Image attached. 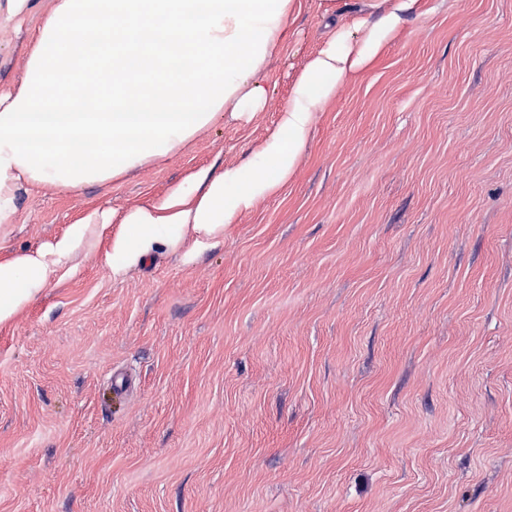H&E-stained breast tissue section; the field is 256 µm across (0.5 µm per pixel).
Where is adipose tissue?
Listing matches in <instances>:
<instances>
[{"mask_svg":"<svg viewBox=\"0 0 512 512\" xmlns=\"http://www.w3.org/2000/svg\"><path fill=\"white\" fill-rule=\"evenodd\" d=\"M292 0H55L19 88L0 97V225L15 220L22 182L76 191L177 152L228 103L263 100L261 68L284 42ZM397 24L360 47L328 49L292 89L276 130L244 163L201 169L151 204L105 209L73 224L47 252L0 262V324L46 284L92 227L119 222L113 275L185 231L211 244L224 227L278 192L305 151L317 112Z\"/></svg>","mask_w":512,"mask_h":512,"instance_id":"adipose-tissue-1","label":"adipose tissue"}]
</instances>
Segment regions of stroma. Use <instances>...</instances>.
<instances>
[{
	"mask_svg": "<svg viewBox=\"0 0 512 512\" xmlns=\"http://www.w3.org/2000/svg\"><path fill=\"white\" fill-rule=\"evenodd\" d=\"M52 5L0 27V94ZM391 13L219 244L116 278L107 228L0 324V512H512V0H292L252 116L74 194L22 183L0 262L238 166Z\"/></svg>",
	"mask_w": 512,
	"mask_h": 512,
	"instance_id": "35a3bbf8",
	"label": "stroma"
}]
</instances>
